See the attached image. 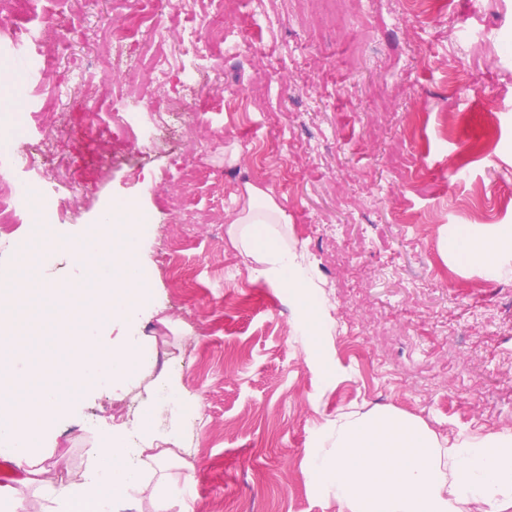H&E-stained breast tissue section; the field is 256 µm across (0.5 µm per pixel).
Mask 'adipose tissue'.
<instances>
[{"mask_svg": "<svg viewBox=\"0 0 512 512\" xmlns=\"http://www.w3.org/2000/svg\"><path fill=\"white\" fill-rule=\"evenodd\" d=\"M288 214L247 186L229 221L234 246L256 277L275 288H309L312 276L288 242ZM299 330L315 374L327 346V310L298 299ZM312 476L347 512H512V427L439 439L422 422L391 409L343 413L323 425L309 454Z\"/></svg>", "mask_w": 512, "mask_h": 512, "instance_id": "ef3b65f1", "label": "adipose tissue"}]
</instances>
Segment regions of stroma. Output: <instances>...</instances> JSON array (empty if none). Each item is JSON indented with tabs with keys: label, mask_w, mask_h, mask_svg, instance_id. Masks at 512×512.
Segmentation results:
<instances>
[{
	"label": "stroma",
	"mask_w": 512,
	"mask_h": 512,
	"mask_svg": "<svg viewBox=\"0 0 512 512\" xmlns=\"http://www.w3.org/2000/svg\"><path fill=\"white\" fill-rule=\"evenodd\" d=\"M75 7L81 32L56 71H83L102 112L124 81L153 76L108 62L105 30L127 22L128 0ZM39 88L0 91L23 101L11 134L24 146L74 119L59 97L26 138ZM195 89L215 102L196 144L173 134L150 149L116 145L66 222L18 225L0 246L6 269L20 239L76 241L123 201L150 224L146 343L200 403L187 461L150 482L185 500L170 512H345L306 465L339 413L392 409L441 439L512 426V277H489L444 240L451 225L479 242L512 231V0H444L438 18L405 0H359L334 26L310 21L298 0H235L224 56ZM178 158L203 171L196 211L232 214L247 183L286 210L331 317L333 375L311 370L295 298L254 278L226 224L183 223ZM151 383L85 389L43 450L56 482L80 481L94 424L128 420Z\"/></svg>",
	"instance_id": "stroma-1"
}]
</instances>
